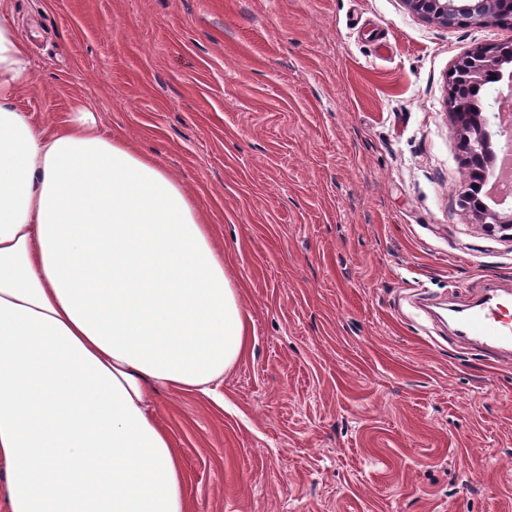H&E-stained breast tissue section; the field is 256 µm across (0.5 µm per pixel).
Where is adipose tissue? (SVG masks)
Segmentation results:
<instances>
[{"label":"adipose tissue","instance_id":"ef3b65f1","mask_svg":"<svg viewBox=\"0 0 512 512\" xmlns=\"http://www.w3.org/2000/svg\"><path fill=\"white\" fill-rule=\"evenodd\" d=\"M34 78L0 13V512H190L151 395L211 393L239 293L162 165L88 108L46 129L16 107Z\"/></svg>","mask_w":512,"mask_h":512}]
</instances>
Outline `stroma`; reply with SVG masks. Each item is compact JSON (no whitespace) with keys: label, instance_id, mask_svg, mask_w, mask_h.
<instances>
[{"label":"stroma","instance_id":"35a3bbf8","mask_svg":"<svg viewBox=\"0 0 512 512\" xmlns=\"http://www.w3.org/2000/svg\"><path fill=\"white\" fill-rule=\"evenodd\" d=\"M40 126L91 109L184 187L247 315L223 403L154 395L191 512H512V291L461 203L448 75L497 24L403 0H9ZM500 305L489 304L488 301L475 305L472 308H479L461 317L458 323L464 335L470 336L485 347L511 352L512 323L501 318Z\"/></svg>","mask_w":512,"mask_h":512}]
</instances>
